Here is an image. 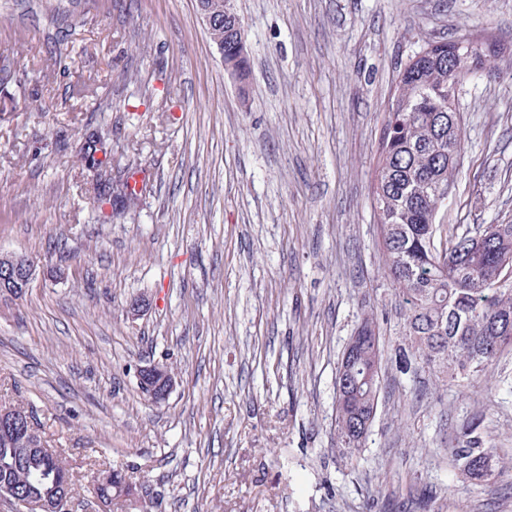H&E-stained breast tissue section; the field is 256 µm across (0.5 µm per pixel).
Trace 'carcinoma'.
I'll use <instances>...</instances> for the list:
<instances>
[{"instance_id": "obj_1", "label": "carcinoma", "mask_w": 512, "mask_h": 512, "mask_svg": "<svg viewBox=\"0 0 512 512\" xmlns=\"http://www.w3.org/2000/svg\"><path fill=\"white\" fill-rule=\"evenodd\" d=\"M211 17L209 36L224 46L233 64L240 92L247 95L251 67L244 56L245 28L238 10L224 14V0H199ZM456 42L430 43L411 57L399 74L384 107L390 128L378 148L372 200L378 217L387 275L398 290L408 347L398 349V360L409 373L420 364L457 385L480 379L503 353L512 351V281L497 284L496 271L512 269V224H478L457 235L449 245L447 271L439 268L436 218L447 205L441 189L455 183L456 164L467 148L464 125L449 123L448 48ZM492 46L475 45L470 52L475 74L486 73ZM106 151L101 134L87 135L81 158L101 171L109 161L95 157ZM487 234L484 248L475 251L465 235ZM383 342L374 319L363 318L356 337L347 345L341 363L347 385L337 399L336 431L348 452L357 451L369 433L380 392ZM475 427L462 433L449 449L461 473L480 481L492 474L495 458L474 436ZM32 440L17 425L0 434V461L13 467L12 488L20 500L43 498L54 490L52 477L74 485L73 468L59 455L30 452ZM113 480L95 486L104 501L125 482L118 470Z\"/></svg>"}]
</instances>
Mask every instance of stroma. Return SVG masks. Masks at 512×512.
<instances>
[{
    "label": "stroma",
    "mask_w": 512,
    "mask_h": 512,
    "mask_svg": "<svg viewBox=\"0 0 512 512\" xmlns=\"http://www.w3.org/2000/svg\"><path fill=\"white\" fill-rule=\"evenodd\" d=\"M237 8L245 99L197 0H0V254L45 270L0 299V399L32 407L70 460L69 512H101L91 480L111 467L148 512H512V352L464 388L400 371L370 195L401 69L465 35L498 54L456 92L468 147L441 236L512 224V0ZM87 80L94 95L77 96ZM87 129L113 176L149 180L136 207L101 208L71 149ZM368 315L382 390L348 456L336 377ZM154 363L176 381L162 404L139 385ZM472 423L502 465L479 482L449 453Z\"/></svg>",
    "instance_id": "obj_1"
}]
</instances>
